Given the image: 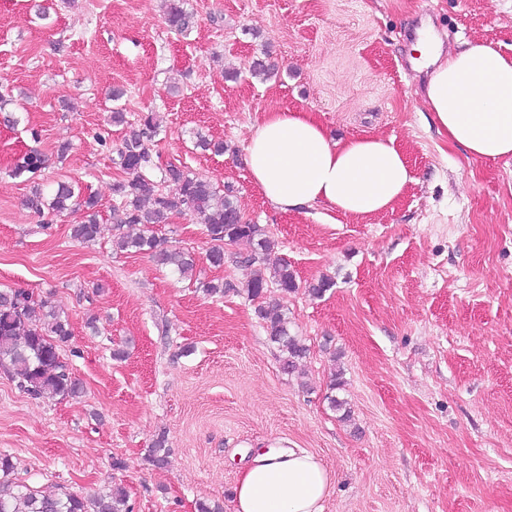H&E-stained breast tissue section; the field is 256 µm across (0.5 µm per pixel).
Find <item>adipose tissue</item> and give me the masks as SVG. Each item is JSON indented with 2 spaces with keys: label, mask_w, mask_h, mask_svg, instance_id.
Returning a JSON list of instances; mask_svg holds the SVG:
<instances>
[{
  "label": "adipose tissue",
  "mask_w": 512,
  "mask_h": 512,
  "mask_svg": "<svg viewBox=\"0 0 512 512\" xmlns=\"http://www.w3.org/2000/svg\"><path fill=\"white\" fill-rule=\"evenodd\" d=\"M425 97L438 130L468 157L512 159V55L470 40L434 52ZM251 180L283 212L317 205L367 217L393 209L414 180L394 138L335 140L313 113H265L246 148ZM331 476L314 455L269 449L242 474L235 512H323Z\"/></svg>",
  "instance_id": "1"
}]
</instances>
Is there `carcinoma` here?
Listing matches in <instances>:
<instances>
[{"instance_id":"obj_1","label":"carcinoma","mask_w":512,"mask_h":512,"mask_svg":"<svg viewBox=\"0 0 512 512\" xmlns=\"http://www.w3.org/2000/svg\"><path fill=\"white\" fill-rule=\"evenodd\" d=\"M163 2L169 27L179 33L188 31L192 14L180 0ZM160 128L159 116L147 112L118 149V166L126 177L112 183L113 211L118 215L112 249L147 254L181 277L191 275L195 268L193 255L170 248L155 232V225L163 223L168 215L185 212L202 225L211 244L207 260L214 266L224 263V244L245 239L253 245L254 254L248 263L258 262L261 267L253 271L246 285L251 298L262 297L271 283L283 294L295 292L297 282L291 265L281 259L271 261L274 241L260 225L243 220L231 195L181 165L170 162L162 167L156 163L150 142ZM45 163L44 155L31 150L20 158L15 174L27 173L33 178ZM155 168L161 174L158 181L149 176ZM26 205L37 212L47 208L56 214L81 210L83 220L72 225L71 236L82 243L101 236L97 199L75 191L71 184H59L49 199L35 186ZM255 312L264 322L269 340L282 352V370L294 372L306 358L308 348L300 337L290 333L282 307L277 303L260 304ZM71 337L67 317L48 301L23 289L0 290V366L17 379L25 393L34 398H66L81 393L79 381L61 356L62 345ZM13 469L11 459L0 454V512H131L127 493L120 486L92 498L67 490L45 493L13 484L9 480Z\"/></svg>"}]
</instances>
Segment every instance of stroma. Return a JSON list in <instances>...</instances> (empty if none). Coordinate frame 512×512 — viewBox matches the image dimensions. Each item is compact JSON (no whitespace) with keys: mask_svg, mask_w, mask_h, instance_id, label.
Listing matches in <instances>:
<instances>
[{"mask_svg":"<svg viewBox=\"0 0 512 512\" xmlns=\"http://www.w3.org/2000/svg\"><path fill=\"white\" fill-rule=\"evenodd\" d=\"M43 2L41 20L31 0H0V289L65 313L83 391L36 399L0 368L13 480L84 496L118 484L132 512H233L243 471L277 448L329 469L324 512H512V160L466 158L428 126L411 63L427 23L445 48L477 39L512 54V0H183L194 17L183 34L162 0ZM256 60L271 73L251 76ZM276 109L312 112L341 140L395 138L414 183L371 217L274 209L243 157ZM146 112L162 118V162L231 186L244 220L292 265L297 291L264 298L309 348L298 371L283 372L247 295L248 242L225 244L212 267L201 225L170 215L159 236L197 259L182 280L113 251L117 150ZM200 136L224 153L196 148ZM32 149L48 158L38 180L13 176ZM61 181L98 198L96 242L71 238L81 213L26 207L33 183L49 193ZM324 277L332 287L311 295ZM215 279L224 295L204 292ZM336 375L349 423L326 400Z\"/></svg>","mask_w":512,"mask_h":512,"instance_id":"stroma-1","label":"stroma"}]
</instances>
